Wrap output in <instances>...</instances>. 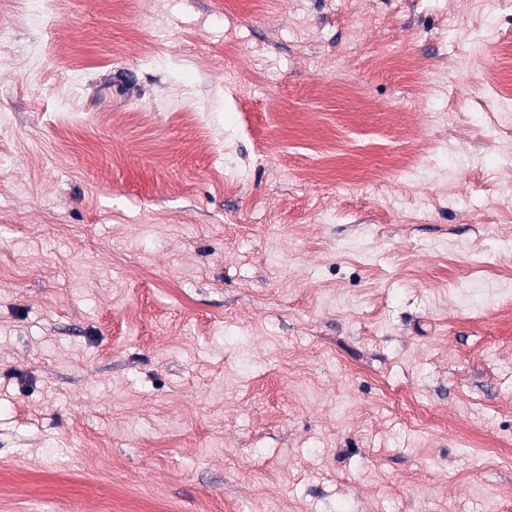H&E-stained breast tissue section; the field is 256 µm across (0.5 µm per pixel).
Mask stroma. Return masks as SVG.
Wrapping results in <instances>:
<instances>
[{"mask_svg": "<svg viewBox=\"0 0 512 512\" xmlns=\"http://www.w3.org/2000/svg\"><path fill=\"white\" fill-rule=\"evenodd\" d=\"M0 27V512H512V0Z\"/></svg>", "mask_w": 512, "mask_h": 512, "instance_id": "35a3bbf8", "label": "stroma"}]
</instances>
